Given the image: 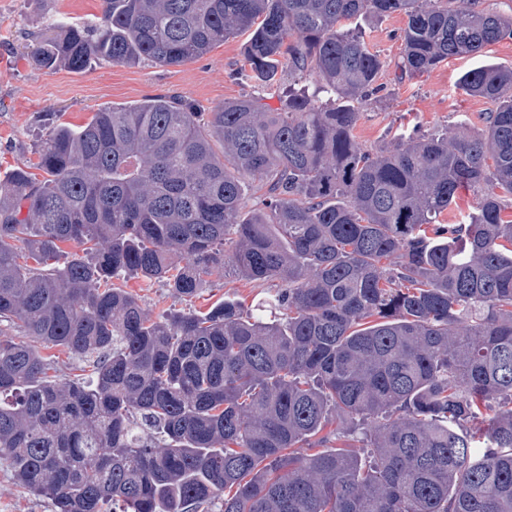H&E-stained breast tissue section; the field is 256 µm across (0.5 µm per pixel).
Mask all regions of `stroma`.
<instances>
[{"mask_svg": "<svg viewBox=\"0 0 512 512\" xmlns=\"http://www.w3.org/2000/svg\"><path fill=\"white\" fill-rule=\"evenodd\" d=\"M100 14L101 0H0L1 177L18 167L33 168L38 146L52 127L62 122L82 125L92 112L106 107H128L170 93L188 98L207 113L244 94L274 97L283 90L282 85L270 86L247 77L243 69L247 38L243 35L176 67L104 62L74 73L65 69L48 72L32 65L29 55L36 38L57 19L87 21ZM404 23L403 16L396 14L361 24L383 63L378 75L382 99L365 108L354 131L360 147L368 151L388 146L402 124L452 136L463 121L471 129L482 128L483 115L492 105L466 95L458 79L484 62L512 68V38H506L486 48L483 57L453 58L422 77L396 81ZM125 287L154 318L173 309L203 310L226 298L256 314L277 289L275 283L248 281L230 270L190 300L178 298L159 282L146 287L131 279ZM0 512H51V504L21 489L0 465Z\"/></svg>", "mask_w": 512, "mask_h": 512, "instance_id": "35a3bbf8", "label": "stroma"}]
</instances>
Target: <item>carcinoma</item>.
<instances>
[{"mask_svg": "<svg viewBox=\"0 0 512 512\" xmlns=\"http://www.w3.org/2000/svg\"><path fill=\"white\" fill-rule=\"evenodd\" d=\"M395 13L401 80L512 36L430 0H102L42 33L32 64L74 73L246 33L252 78L289 82L275 108L101 109L41 142L43 178L0 180V460L52 512H512V68L458 79L495 105L482 129L364 151L382 62L350 24ZM462 189L469 222L441 223ZM228 267L278 282L281 317L226 298L154 319L102 287L186 299ZM50 347L88 376H49Z\"/></svg>", "mask_w": 512, "mask_h": 512, "instance_id": "carcinoma-1", "label": "carcinoma"}]
</instances>
